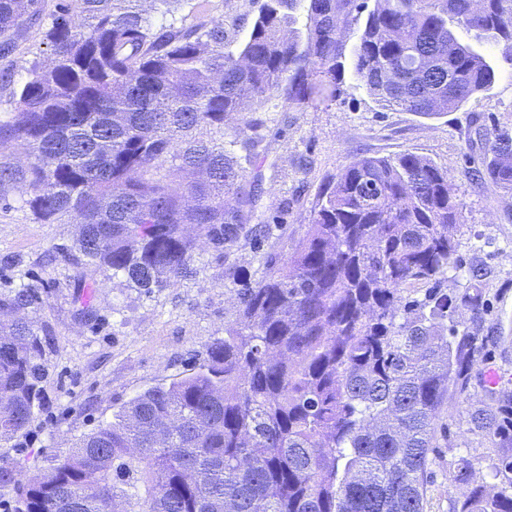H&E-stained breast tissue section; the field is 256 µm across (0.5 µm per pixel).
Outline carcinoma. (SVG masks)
<instances>
[{"label": "carcinoma", "instance_id": "1", "mask_svg": "<svg viewBox=\"0 0 512 512\" xmlns=\"http://www.w3.org/2000/svg\"><path fill=\"white\" fill-rule=\"evenodd\" d=\"M188 0L57 4L47 59L13 87L0 140V186L24 183L34 219L78 224L84 260L150 293L190 272L194 226L216 245L260 236L259 140L224 122L273 98L336 97L345 33L356 79L388 106L455 112L496 79L448 27L479 32L512 63V0H264L238 50L222 19L177 25ZM41 0H0V53ZM305 13L304 28L297 27ZM477 181L512 190V132L484 134ZM463 206L448 172L414 153L363 157L320 192L306 235L241 292L238 319L204 362L132 397L113 419L15 483L13 512H423L435 420L464 391L483 339L482 274L441 288L458 268ZM31 288L0 294V440L44 405L49 329L29 316ZM470 422L512 435L508 410ZM448 512H512V492L481 485Z\"/></svg>", "mask_w": 512, "mask_h": 512}]
</instances>
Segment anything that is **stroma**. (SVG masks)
<instances>
[{"mask_svg":"<svg viewBox=\"0 0 512 512\" xmlns=\"http://www.w3.org/2000/svg\"><path fill=\"white\" fill-rule=\"evenodd\" d=\"M261 2L205 0L204 12L184 17L189 24L224 19L237 42ZM454 32L496 69L492 87L458 111L428 119L386 107L348 76L336 98L303 110L268 101L255 131L266 174L256 221L265 224V234L228 249L198 238L190 272L174 286L145 293L88 266L70 250L76 225L37 222L21 205L22 184L0 187V294L35 289L36 318L51 331L46 404L23 435L0 443V466L36 472L110 421L137 393L202 363L209 345L234 323L239 289L263 279L305 235L327 179L357 158L410 151L447 171L463 204L461 267L442 286L462 290L469 268L483 269L486 306L476 324L486 338L482 361L504 375L494 390L473 375L468 388L441 410L424 512H448L449 499L475 485L497 490L512 484V471L499 468L502 460L512 461V444L478 432L469 421L473 407L512 402V191L490 190L470 178L480 161L479 148L470 143L475 128L512 129V64L502 59L500 47L477 40L475 32L461 26ZM45 33V26L31 28L13 54L0 56V74L22 82L25 62L50 54ZM464 470L469 479L462 482L458 474Z\"/></svg>","mask_w":512,"mask_h":512,"instance_id":"obj_1","label":"stroma"}]
</instances>
